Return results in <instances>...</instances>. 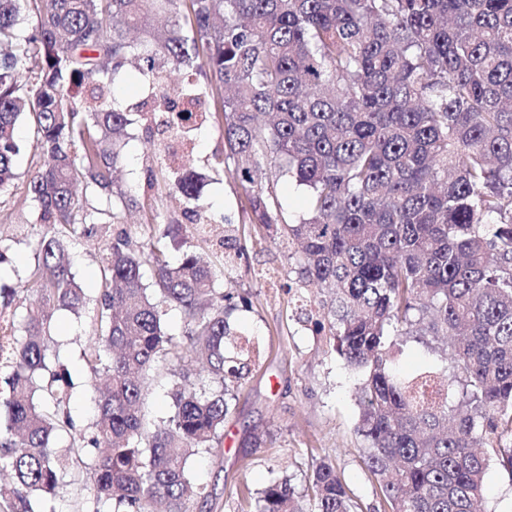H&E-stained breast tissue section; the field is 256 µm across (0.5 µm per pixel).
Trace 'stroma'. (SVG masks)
I'll return each instance as SVG.
<instances>
[{
  "instance_id": "stroma-1",
  "label": "stroma",
  "mask_w": 512,
  "mask_h": 512,
  "mask_svg": "<svg viewBox=\"0 0 512 512\" xmlns=\"http://www.w3.org/2000/svg\"><path fill=\"white\" fill-rule=\"evenodd\" d=\"M115 90L117 98L131 108L120 183L135 191L141 202L140 209L120 212L117 222L139 240L148 236L152 214L181 218L187 204L172 193L166 161L150 158L159 136L150 113L134 109L144 99L139 79L124 76L116 81ZM221 105V96H205L204 107L211 120L198 135L194 150L183 154L180 165L204 175L202 199L211 214L231 218L242 252L227 257L223 225L183 221L168 242V254L175 260L185 250H203L224 266L225 289L250 301L249 306L234 311L231 324L237 335L252 341L253 353L250 372L227 397L229 412L220 443L191 464L207 499L202 505L190 503L188 512H240V490L247 486L261 491L275 477H288L296 488H304L308 476L324 460L334 466L362 512H388L379 505L363 466L365 442L357 432L360 378L331 351L323 335L300 320L301 304L310 294L294 285L296 245L250 223L238 181L211 169L212 159L226 154L224 134L216 121ZM17 136L21 147L16 159L18 177L13 188L0 195V209L12 215L11 220H0V245L7 247L9 260L23 274L33 263L32 244L40 225L26 198V182L36 161L30 124L20 123ZM150 167L157 179L149 187L145 179ZM104 249V243L95 240L71 244L72 271L88 303L77 314L57 311L51 329L60 361L72 373L69 409L75 430L85 434L93 430L94 409L81 353L92 331ZM254 435L265 437L262 447H249ZM92 488L89 466L75 467L58 488L55 512H86ZM481 508L483 512H512V473L495 460L486 472Z\"/></svg>"
}]
</instances>
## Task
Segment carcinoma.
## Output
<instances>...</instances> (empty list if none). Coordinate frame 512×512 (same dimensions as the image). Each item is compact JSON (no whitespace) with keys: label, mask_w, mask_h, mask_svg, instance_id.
<instances>
[{"label":"carcinoma","mask_w":512,"mask_h":512,"mask_svg":"<svg viewBox=\"0 0 512 512\" xmlns=\"http://www.w3.org/2000/svg\"><path fill=\"white\" fill-rule=\"evenodd\" d=\"M0 0V194L16 180L17 127L34 129L27 198L38 212L24 283L40 305L0 321V512H48L83 460L71 374L48 344L54 313H78L74 238L106 237L138 199L115 180L130 120L116 79L138 69L162 140L199 132L204 73L224 90L219 124L250 220L279 214L268 168L304 189L282 226L301 244L295 272L318 308L307 320L361 376L358 433L390 512H476L490 453L512 472V0ZM184 71L176 89L166 67ZM173 188L196 203L194 171ZM162 234L124 232L101 258L83 371L94 398L95 512H187L206 499L195 456L219 439L229 385L250 359L231 329L224 270L198 250L173 262ZM151 282L144 283V267ZM170 309L182 334L165 328ZM446 342L444 366L403 375L408 342ZM203 361L220 389L182 372L174 411L150 424L152 374ZM253 512H357L322 462L300 493L271 480Z\"/></svg>","instance_id":"obj_1"}]
</instances>
